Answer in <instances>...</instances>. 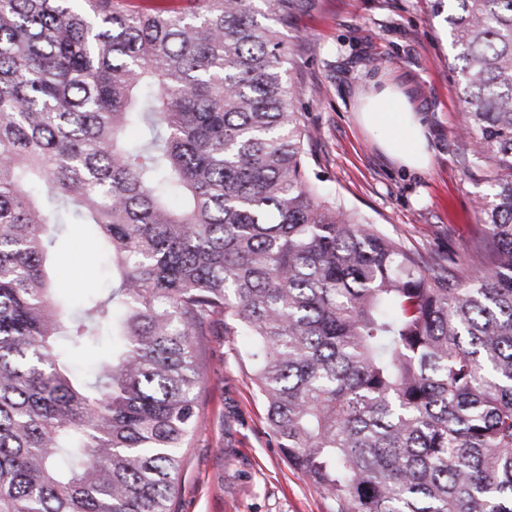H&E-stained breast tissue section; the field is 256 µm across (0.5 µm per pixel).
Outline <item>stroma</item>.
<instances>
[{
  "label": "stroma",
  "mask_w": 512,
  "mask_h": 512,
  "mask_svg": "<svg viewBox=\"0 0 512 512\" xmlns=\"http://www.w3.org/2000/svg\"><path fill=\"white\" fill-rule=\"evenodd\" d=\"M289 77L303 89L312 132L306 149L329 190L411 251L444 270L481 237L477 204L492 188L461 163L460 87L448 27L429 0H316L283 30ZM399 82L413 92L428 125L430 167L405 168L359 122L363 98ZM97 242L75 224L61 240L53 271L72 303L108 272ZM242 336L206 337L195 391L202 424L184 449L172 512H332L334 504L278 448L265 405L250 380Z\"/></svg>",
  "instance_id": "obj_1"
}]
</instances>
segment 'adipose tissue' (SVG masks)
<instances>
[{
  "mask_svg": "<svg viewBox=\"0 0 512 512\" xmlns=\"http://www.w3.org/2000/svg\"><path fill=\"white\" fill-rule=\"evenodd\" d=\"M361 120L367 127L380 130V146L389 156L410 169L423 170L429 166L425 122L411 109L403 92L372 97Z\"/></svg>",
  "mask_w": 512,
  "mask_h": 512,
  "instance_id": "1",
  "label": "adipose tissue"
}]
</instances>
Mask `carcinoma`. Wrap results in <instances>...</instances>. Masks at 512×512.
Listing matches in <instances>:
<instances>
[{
	"mask_svg": "<svg viewBox=\"0 0 512 512\" xmlns=\"http://www.w3.org/2000/svg\"><path fill=\"white\" fill-rule=\"evenodd\" d=\"M76 2L0 0V512H171L217 324L336 512H512V0H431L494 186L442 272L310 174L281 28L315 0ZM62 208L112 268L75 309ZM125 5L135 12L159 10L189 12L197 7L194 0H126Z\"/></svg>",
	"mask_w": 512,
	"mask_h": 512,
	"instance_id": "carcinoma-1",
	"label": "carcinoma"
}]
</instances>
